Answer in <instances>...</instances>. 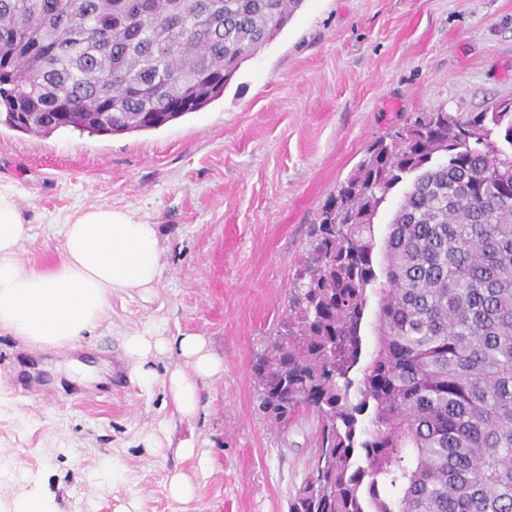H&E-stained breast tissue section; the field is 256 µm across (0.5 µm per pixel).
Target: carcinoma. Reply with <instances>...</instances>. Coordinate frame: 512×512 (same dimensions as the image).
Instances as JSON below:
<instances>
[{"instance_id": "carcinoma-1", "label": "carcinoma", "mask_w": 512, "mask_h": 512, "mask_svg": "<svg viewBox=\"0 0 512 512\" xmlns=\"http://www.w3.org/2000/svg\"><path fill=\"white\" fill-rule=\"evenodd\" d=\"M301 4L0 0L4 122L45 136L161 128L219 98ZM405 181L378 274L374 218ZM312 237L259 404L276 427L302 408L321 418L323 487L302 486L289 512H512V107L393 126ZM376 309V298H370V304L365 315L362 334L363 336V359L362 362H366L375 347L376 336L374 329V312Z\"/></svg>"}]
</instances>
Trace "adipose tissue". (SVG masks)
Returning <instances> with one entry per match:
<instances>
[{
  "label": "adipose tissue",
  "instance_id": "obj_1",
  "mask_svg": "<svg viewBox=\"0 0 512 512\" xmlns=\"http://www.w3.org/2000/svg\"><path fill=\"white\" fill-rule=\"evenodd\" d=\"M30 231L14 190L0 185V329L31 348L73 346L100 326L112 296L134 291L149 298L160 278L157 229L132 211L108 205L78 209L62 228L61 259L46 267L20 257ZM122 348L132 377L145 388L155 379L150 357L178 352L186 366L171 370L165 384L175 412L185 419L198 412L200 381L224 370L207 339L198 335L167 337L147 325L124 336ZM18 482L29 490L14 512H55L39 477L8 466L0 454V488Z\"/></svg>",
  "mask_w": 512,
  "mask_h": 512
}]
</instances>
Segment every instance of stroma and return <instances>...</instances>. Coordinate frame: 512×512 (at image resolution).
Listing matches in <instances>:
<instances>
[{"mask_svg": "<svg viewBox=\"0 0 512 512\" xmlns=\"http://www.w3.org/2000/svg\"><path fill=\"white\" fill-rule=\"evenodd\" d=\"M512 99V0H304L223 95L164 127L47 136L0 122V182L32 224L22 257L62 253L76 208L111 205L157 227L162 276L150 300L113 296L75 348L35 350L0 331V449L38 475L59 512H288L316 455L319 421L287 430L259 410L258 365L288 310L323 205L387 129L417 112H478ZM206 337L224 362L197 415L175 413L157 355L141 387L121 347L143 324ZM168 439L150 448L159 423ZM207 451L208 476L181 444ZM117 459L118 477L95 473ZM193 498L174 501V471Z\"/></svg>", "mask_w": 512, "mask_h": 512, "instance_id": "obj_1", "label": "stroma"}]
</instances>
